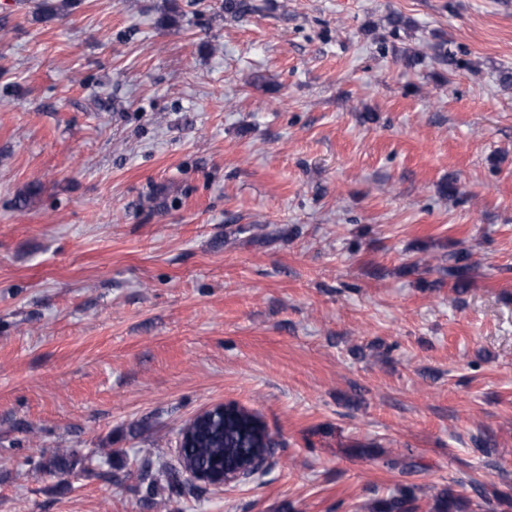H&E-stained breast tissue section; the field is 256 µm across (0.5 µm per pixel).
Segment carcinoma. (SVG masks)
<instances>
[{"label": "carcinoma", "mask_w": 512, "mask_h": 512, "mask_svg": "<svg viewBox=\"0 0 512 512\" xmlns=\"http://www.w3.org/2000/svg\"><path fill=\"white\" fill-rule=\"evenodd\" d=\"M254 10L249 0H224V13L231 17H244ZM474 263L471 254L464 248L448 254V277L453 279L452 288L458 295L467 293ZM274 441L264 428L254 425L253 416L240 411L224 418L223 426H216L199 433L194 441L180 448L181 468L203 469L215 462L232 460L256 450L258 457L273 453ZM147 492L152 494L157 486L164 484L172 492L181 489L179 471L161 465L155 469L146 467ZM423 488L403 485L397 487L385 499H371L362 506L363 512H418ZM468 498L446 488L432 496L430 512H467Z\"/></svg>", "instance_id": "1"}]
</instances>
